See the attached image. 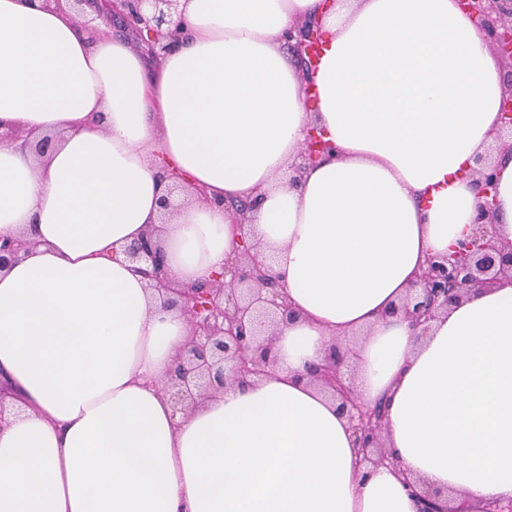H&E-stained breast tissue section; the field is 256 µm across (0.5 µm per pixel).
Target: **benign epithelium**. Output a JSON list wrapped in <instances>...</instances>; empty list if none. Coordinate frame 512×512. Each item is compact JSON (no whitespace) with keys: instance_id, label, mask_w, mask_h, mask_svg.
<instances>
[{"instance_id":"7a95c632","label":"benign epithelium","mask_w":512,"mask_h":512,"mask_svg":"<svg viewBox=\"0 0 512 512\" xmlns=\"http://www.w3.org/2000/svg\"><path fill=\"white\" fill-rule=\"evenodd\" d=\"M463 11L484 28L497 52L512 59V0H459ZM180 0H112L109 15L119 19L134 35L136 46L144 45L158 58L169 54L180 42L182 32L173 26ZM318 23L302 25L288 47L303 74L318 59ZM501 130L512 133V85L500 107ZM329 149L317 130L310 129L298 161L291 164L288 184L301 183L310 162ZM476 186L483 198L470 237L443 256H429L418 277V289L388 315H401L419 328L463 299L474 288L512 274V244L503 242L493 224L497 198V172L483 157L476 159ZM27 247L23 240L0 243V270L11 266ZM256 245L241 239L235 261L211 282L180 288L172 286L163 254L147 232L131 242L125 254L138 264L135 271L159 291L169 294L168 305L177 307L193 327V338L176 355L175 367L165 385L174 407L193 406L230 385H243L251 376H262L276 365L273 327L297 318L280 292L278 280L255 252ZM347 352L334 344L326 363L309 368L310 377L330 388L339 408L353 423L360 462L373 466L397 465L382 443L386 407L359 405L351 381L341 372ZM423 502L420 512H440L443 491L424 480L408 483Z\"/></svg>"}]
</instances>
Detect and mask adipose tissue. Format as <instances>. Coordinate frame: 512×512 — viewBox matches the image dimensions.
Here are the masks:
<instances>
[{
	"label": "adipose tissue",
	"mask_w": 512,
	"mask_h": 512,
	"mask_svg": "<svg viewBox=\"0 0 512 512\" xmlns=\"http://www.w3.org/2000/svg\"><path fill=\"white\" fill-rule=\"evenodd\" d=\"M189 38L151 59L70 9L0 0V512H418L402 472L460 505L512 498V278L426 331L383 313L428 255L471 232L468 175L500 130L502 67L457 0H182ZM323 49L303 91L285 46ZM336 154L288 185L309 128ZM496 222L512 241V153ZM188 198L162 219L154 172ZM298 312L277 364L174 410L162 387L192 334L125 248L154 230L173 284L238 253L229 203ZM354 341V396L386 400L398 467L359 464L349 421L306 369ZM317 26L316 21H310L299 28L296 36H290L296 40L295 43L288 40V48H291L295 54L303 75H308L309 70L318 59L317 51L320 45Z\"/></svg>",
	"instance_id": "obj_1"
}]
</instances>
